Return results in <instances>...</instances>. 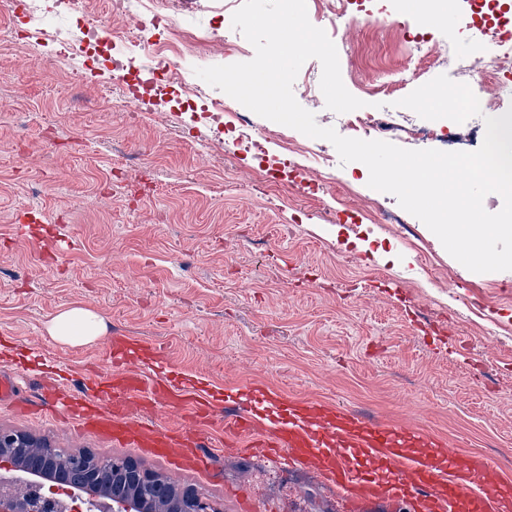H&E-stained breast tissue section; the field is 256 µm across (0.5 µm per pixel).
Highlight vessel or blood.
<instances>
[{
	"instance_id": "1",
	"label": "vessel or blood",
	"mask_w": 512,
	"mask_h": 512,
	"mask_svg": "<svg viewBox=\"0 0 512 512\" xmlns=\"http://www.w3.org/2000/svg\"><path fill=\"white\" fill-rule=\"evenodd\" d=\"M113 371L91 391L71 393L65 406L80 429L143 448L172 464H208L198 456L191 430H162L141 421L148 408L203 425L216 422L209 394L192 383L162 375L153 352L138 362L142 345L116 335L108 345ZM226 440H246L273 462L320 472L336 486L344 512H512V481L499 465L465 454L436 438L375 425L345 410L314 401L269 397L254 385L224 406L219 421Z\"/></svg>"
}]
</instances>
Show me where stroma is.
Masks as SVG:
<instances>
[{
	"label": "stroma",
	"instance_id": "35a3bbf8",
	"mask_svg": "<svg viewBox=\"0 0 512 512\" xmlns=\"http://www.w3.org/2000/svg\"><path fill=\"white\" fill-rule=\"evenodd\" d=\"M387 0H363L336 21L346 78L402 73L403 90L364 94L379 113L416 127L400 107L406 92L445 74L499 112L512 108V78L486 83L471 51L478 31L469 0L412 12L408 24L449 46L427 70L414 43L383 24ZM126 17L99 31L103 48L81 80L54 67L56 22L42 47L11 42L0 27V374L12 356L31 361L19 400L42 399V365L71 385L108 372V339L126 334L163 348L166 374L224 396L260 384L276 396L348 408L370 421L421 431L498 463L512 475V271L474 273L455 260L396 197L368 187L359 162L338 165L330 194L288 187L257 192L255 163L235 133L215 142L201 119L206 100L185 110L179 88L146 99L139 119L111 80L107 47ZM308 60L293 85L320 126L342 129ZM427 149L474 151L485 123L439 119ZM378 199L399 224L355 225L345 196ZM421 240L431 267L410 243ZM427 252V253H428ZM481 306L467 321L466 305ZM73 307L103 317L93 342L49 332ZM0 428L67 454L128 456L178 485L195 487L213 512H341L335 490L312 472L278 469L246 448L223 449L206 475L139 448L80 431L63 413H23L0 404Z\"/></svg>",
	"mask_w": 512,
	"mask_h": 512
}]
</instances>
